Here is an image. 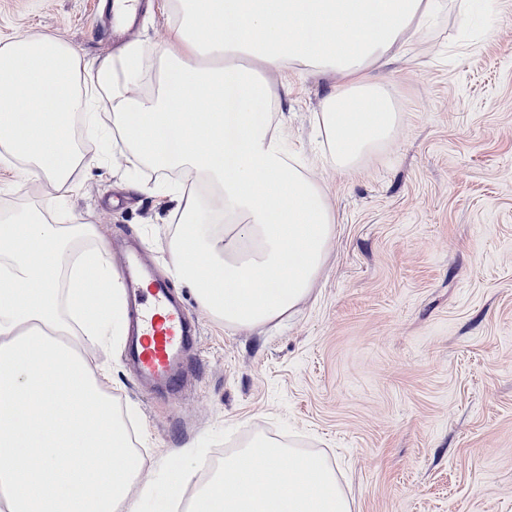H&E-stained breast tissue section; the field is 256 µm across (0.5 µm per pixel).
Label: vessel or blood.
<instances>
[{"mask_svg": "<svg viewBox=\"0 0 512 512\" xmlns=\"http://www.w3.org/2000/svg\"><path fill=\"white\" fill-rule=\"evenodd\" d=\"M121 269L133 310L126 358L142 384L178 391L184 382L187 355L196 342V329L173 298L168 283L153 275L139 253H127Z\"/></svg>", "mask_w": 512, "mask_h": 512, "instance_id": "obj_1", "label": "vessel or blood"}]
</instances>
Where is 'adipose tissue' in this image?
I'll return each instance as SVG.
<instances>
[{
	"mask_svg": "<svg viewBox=\"0 0 512 512\" xmlns=\"http://www.w3.org/2000/svg\"><path fill=\"white\" fill-rule=\"evenodd\" d=\"M168 44L84 62L48 35L0 38V168L59 195L0 212V512H132V488L187 512H353L342 471L258 434L191 498L180 466L141 486L142 458L81 346L119 333L124 284L94 225L68 199L75 172L127 157L175 230L167 271L228 327L288 319L312 292L336 211L288 148L268 74L336 75L315 125L328 163L356 171L400 124L376 71L447 11L448 0H164ZM154 88L138 92L144 60ZM103 146L86 160L75 124ZM67 466H59V459Z\"/></svg>",
	"mask_w": 512,
	"mask_h": 512,
	"instance_id": "adipose-tissue-1",
	"label": "adipose tissue"
}]
</instances>
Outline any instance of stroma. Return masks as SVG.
Masks as SVG:
<instances>
[{"mask_svg": "<svg viewBox=\"0 0 512 512\" xmlns=\"http://www.w3.org/2000/svg\"><path fill=\"white\" fill-rule=\"evenodd\" d=\"M469 23L483 39L460 45L453 12L379 70L401 122L353 173L316 147L332 78L269 75L336 235L312 296L276 327L226 328L174 283L200 333L179 396L140 390L124 337L84 348L89 367L111 365L115 404L137 407L142 481L262 432L337 458L354 512H512V0H476ZM109 25L101 0H0V36L49 34L88 62L169 38L159 0L123 35ZM125 166L78 172L71 208L111 261L121 238L165 274L174 227L126 189Z\"/></svg>", "mask_w": 512, "mask_h": 512, "instance_id": "35a3bbf8", "label": "stroma"}]
</instances>
